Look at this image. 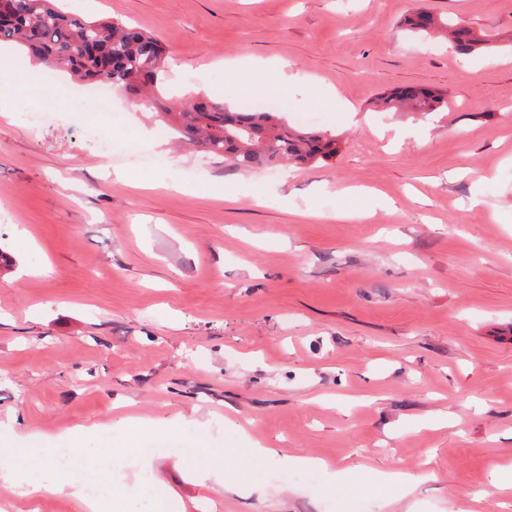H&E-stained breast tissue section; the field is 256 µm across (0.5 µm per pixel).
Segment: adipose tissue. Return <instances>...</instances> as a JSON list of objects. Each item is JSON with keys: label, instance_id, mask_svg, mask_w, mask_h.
<instances>
[{"label": "adipose tissue", "instance_id": "ef3b65f1", "mask_svg": "<svg viewBox=\"0 0 512 512\" xmlns=\"http://www.w3.org/2000/svg\"><path fill=\"white\" fill-rule=\"evenodd\" d=\"M274 461L281 470L292 468L320 469L329 479H338L339 474L324 461L304 455L280 456L273 449L267 448L260 442H252L247 448H233L221 454H213L210 467L223 473L224 488L233 492L243 487L248 480V466L254 461ZM27 486L30 491L46 490L55 493L70 492L80 501L85 512H105L108 502L104 491L87 495L82 485L68 479L64 471L55 468L50 473L36 477L29 473L19 472L13 465L0 462V491L8 493L20 486Z\"/></svg>", "mask_w": 512, "mask_h": 512}]
</instances>
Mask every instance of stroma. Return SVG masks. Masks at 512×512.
I'll list each match as a JSON object with an SVG mask.
<instances>
[{
    "label": "stroma",
    "mask_w": 512,
    "mask_h": 512,
    "mask_svg": "<svg viewBox=\"0 0 512 512\" xmlns=\"http://www.w3.org/2000/svg\"><path fill=\"white\" fill-rule=\"evenodd\" d=\"M155 34L174 91L279 113L337 152L276 175L225 168L155 136L115 93L78 125L0 113V448L71 449L102 470L109 512H512V0H65ZM497 35L465 57L402 27L419 7ZM38 110L83 89L18 87ZM406 85L426 116L374 112ZM149 157L134 165L122 147ZM392 199L380 207L379 197ZM448 411L452 423L429 428ZM172 428H152L157 418ZM260 441L345 471L296 482L260 463L240 494L199 471ZM197 448L187 459L185 448ZM406 471L410 491L356 493L351 473ZM6 512H82L67 493L7 494ZM376 106L382 110L413 112L421 115L438 112L448 107V99L435 90L409 86L383 94L377 98ZM24 121L33 129L44 132L62 125L65 121L56 112H24Z\"/></svg>",
    "instance_id": "obj_1"
}]
</instances>
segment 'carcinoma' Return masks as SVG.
Listing matches in <instances>:
<instances>
[{
	"label": "carcinoma",
	"mask_w": 512,
	"mask_h": 512,
	"mask_svg": "<svg viewBox=\"0 0 512 512\" xmlns=\"http://www.w3.org/2000/svg\"><path fill=\"white\" fill-rule=\"evenodd\" d=\"M404 24L423 35L448 31L462 54L495 48L493 36L477 35L423 10ZM0 45H12L78 81L105 82L127 93L141 111L167 126L175 140L224 159L234 170L314 165L336 155L333 136L292 127L270 112L232 110L206 98L174 108L159 81L165 68L163 46L152 33L118 20L74 17L55 0H15L13 13L0 17ZM376 106L426 115L447 108L448 99L435 90L409 86L378 97Z\"/></svg>",
	"instance_id": "obj_1"
}]
</instances>
